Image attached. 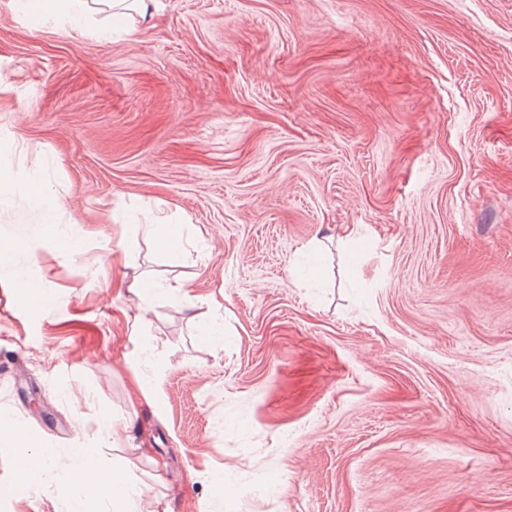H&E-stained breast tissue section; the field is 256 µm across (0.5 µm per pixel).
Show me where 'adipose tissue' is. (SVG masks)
Instances as JSON below:
<instances>
[{
	"mask_svg": "<svg viewBox=\"0 0 512 512\" xmlns=\"http://www.w3.org/2000/svg\"><path fill=\"white\" fill-rule=\"evenodd\" d=\"M18 10L31 27L39 28L54 24L61 31L79 30L97 37L104 36L101 29L90 15L88 0H17ZM39 471L19 472L15 482L29 485L38 482L41 471L50 466H57V488L60 494L69 498L70 512H87L86 504L91 500H105L114 504L118 512H130V488L121 476H114L111 487H102L94 476L95 465L86 449L78 448L73 458L63 464L55 465L52 453L39 454Z\"/></svg>",
	"mask_w": 512,
	"mask_h": 512,
	"instance_id": "ef3b65f1",
	"label": "adipose tissue"
}]
</instances>
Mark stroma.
Returning a JSON list of instances; mask_svg holds the SVG:
<instances>
[{"mask_svg": "<svg viewBox=\"0 0 512 512\" xmlns=\"http://www.w3.org/2000/svg\"><path fill=\"white\" fill-rule=\"evenodd\" d=\"M129 24L0 0V242L51 295L0 269V415L123 470L134 512H512V0ZM14 476L0 451V512H69L54 469ZM18 10L28 24L39 28L49 23L61 31L80 30L89 35L107 37L90 15L88 0H17Z\"/></svg>", "mask_w": 512, "mask_h": 512, "instance_id": "1", "label": "stroma"}]
</instances>
